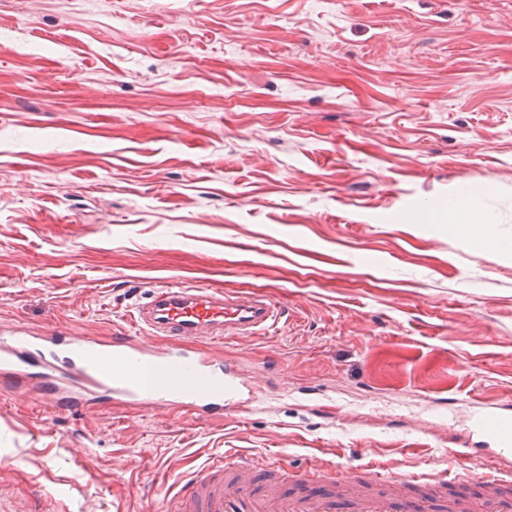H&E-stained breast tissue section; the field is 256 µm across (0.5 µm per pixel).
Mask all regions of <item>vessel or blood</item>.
Instances as JSON below:
<instances>
[{
  "label": "vessel or blood",
  "mask_w": 512,
  "mask_h": 512,
  "mask_svg": "<svg viewBox=\"0 0 512 512\" xmlns=\"http://www.w3.org/2000/svg\"><path fill=\"white\" fill-rule=\"evenodd\" d=\"M284 312L273 300L255 295L217 298L208 288H159L136 302L131 318L136 335L104 343L71 336L60 329L42 333L0 332V382L12 385L38 376L41 402L59 411L88 409L97 397L112 403L134 402L154 408L188 404L200 414H220L242 404L246 384L231 367L193 348L238 336H266ZM163 338L160 346L143 334ZM402 472L396 491L368 495L339 483L323 494L305 492L306 473L285 479L270 465L246 456L212 459L183 484L178 512H436L428 496H405L402 486L418 481ZM469 512H498L501 484L483 471ZM297 492H289V485Z\"/></svg>",
  "instance_id": "obj_1"
}]
</instances>
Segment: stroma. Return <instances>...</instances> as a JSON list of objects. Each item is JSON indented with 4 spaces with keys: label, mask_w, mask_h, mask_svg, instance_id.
I'll use <instances>...</instances> for the list:
<instances>
[{
    "label": "stroma",
    "mask_w": 512,
    "mask_h": 512,
    "mask_svg": "<svg viewBox=\"0 0 512 512\" xmlns=\"http://www.w3.org/2000/svg\"><path fill=\"white\" fill-rule=\"evenodd\" d=\"M512 0H0V329L108 341L161 286L274 298L208 345L248 400L64 414L0 384V512H173L209 456L415 471L512 452ZM493 224L470 210L464 199L448 202V232L478 246H490L512 257V238H502L493 234Z\"/></svg>",
    "instance_id": "obj_1"
}]
</instances>
